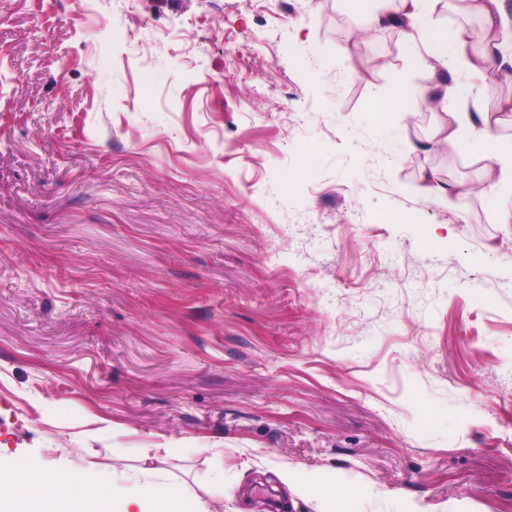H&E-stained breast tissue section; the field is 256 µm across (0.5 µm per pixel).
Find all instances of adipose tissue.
I'll use <instances>...</instances> for the list:
<instances>
[{"label": "adipose tissue", "instance_id": "1", "mask_svg": "<svg viewBox=\"0 0 512 512\" xmlns=\"http://www.w3.org/2000/svg\"><path fill=\"white\" fill-rule=\"evenodd\" d=\"M361 10H369L373 22L381 27L405 19L406 47L415 50L425 45L436 62L469 57L473 69L487 83H494L503 67L512 61L511 50L498 37L504 0H456L463 12L478 15L485 26L487 44L470 53V34L459 26L439 36L419 26L421 0H353ZM433 87H422L416 96L419 108L438 109L439 119L433 137L437 145L453 147L461 131V115L448 107H436ZM0 512H196V504L187 487L177 481L148 482L119 491L109 476L89 478L81 470L65 473L31 461H19L0 468Z\"/></svg>", "mask_w": 512, "mask_h": 512}]
</instances>
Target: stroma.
Here are the masks:
<instances>
[{
	"instance_id": "1",
	"label": "stroma",
	"mask_w": 512,
	"mask_h": 512,
	"mask_svg": "<svg viewBox=\"0 0 512 512\" xmlns=\"http://www.w3.org/2000/svg\"><path fill=\"white\" fill-rule=\"evenodd\" d=\"M427 81L351 0H0V464L512 512V182L475 151L512 67L451 98L457 146L397 154L368 109ZM418 189L427 198H434L448 208L453 207V199L457 196L455 187L438 182L432 172L420 173Z\"/></svg>"
}]
</instances>
